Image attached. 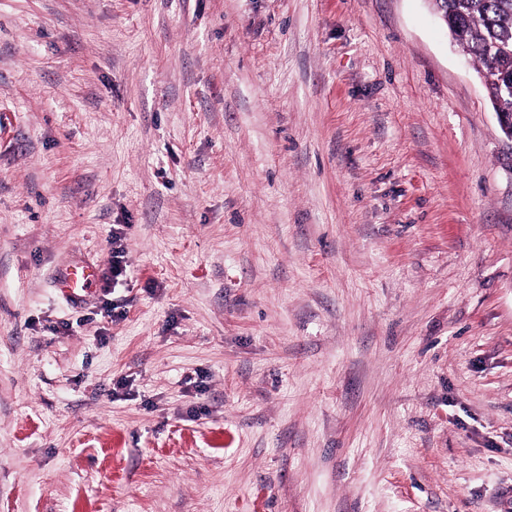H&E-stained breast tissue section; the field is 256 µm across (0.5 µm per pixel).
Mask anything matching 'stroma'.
Segmentation results:
<instances>
[{"label": "stroma", "instance_id": "35a3bbf8", "mask_svg": "<svg viewBox=\"0 0 512 512\" xmlns=\"http://www.w3.org/2000/svg\"><path fill=\"white\" fill-rule=\"evenodd\" d=\"M0 512H512V142L427 0H0ZM96 277V269L92 265L69 267L59 280L60 288L71 294L86 291Z\"/></svg>", "mask_w": 512, "mask_h": 512}]
</instances>
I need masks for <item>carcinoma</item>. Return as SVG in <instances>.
<instances>
[{
    "mask_svg": "<svg viewBox=\"0 0 512 512\" xmlns=\"http://www.w3.org/2000/svg\"><path fill=\"white\" fill-rule=\"evenodd\" d=\"M440 9L444 25L479 72L493 75L485 83L493 109L512 113V93L499 84L512 79V0H442Z\"/></svg>",
    "mask_w": 512,
    "mask_h": 512,
    "instance_id": "cac0c4a2",
    "label": "carcinoma"
}]
</instances>
